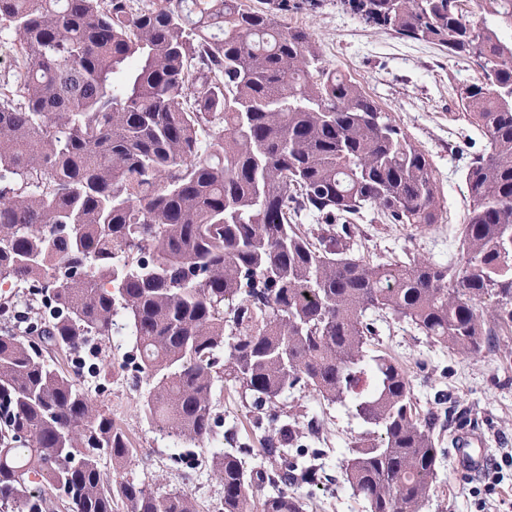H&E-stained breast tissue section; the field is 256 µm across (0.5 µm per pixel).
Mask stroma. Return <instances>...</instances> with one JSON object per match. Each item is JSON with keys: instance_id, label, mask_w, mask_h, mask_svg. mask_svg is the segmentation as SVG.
Returning a JSON list of instances; mask_svg holds the SVG:
<instances>
[{"instance_id": "obj_1", "label": "stroma", "mask_w": 512, "mask_h": 512, "mask_svg": "<svg viewBox=\"0 0 512 512\" xmlns=\"http://www.w3.org/2000/svg\"><path fill=\"white\" fill-rule=\"evenodd\" d=\"M286 21L309 33L324 60L354 80L430 156L443 205L442 223L422 232L404 224L358 225L355 233L363 252L405 251L424 262L447 261L458 250L448 228L464 223L469 207L465 164L486 144L464 117L458 91L480 80L481 69L473 60L448 57L435 45L405 41L393 31L365 24L343 10L339 0H322L318 8L288 14ZM131 347L127 339L103 343L97 358L107 364L106 376L84 379L95 402L111 410L133 443L122 475L144 482L157 494L182 492L199 512H222L224 482L208 463V449H196L195 467L186 468L172 457L170 439L145 419L147 385L133 383L123 366ZM377 347L403 364L420 411L432 408L437 392L448 396V418L435 428L448 453L422 512H512V467L504 468L503 482L489 494L487 474L474 476L458 468L450 451L454 432L472 426L485 435L489 462L512 453V326L499 329L495 347L476 354L433 345L417 332L398 328L380 336ZM214 402L221 433L249 444L245 461L251 469L267 464L254 430L257 417H264L271 430L277 420L298 421L305 413H316L320 431L309 441L313 448L349 447L362 431L343 407L320 401L310 389L285 394L258 411L232 384L219 382ZM300 494L304 512H366L363 501L339 495L332 486L304 487Z\"/></svg>"}]
</instances>
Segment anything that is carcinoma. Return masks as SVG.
<instances>
[{
	"mask_svg": "<svg viewBox=\"0 0 512 512\" xmlns=\"http://www.w3.org/2000/svg\"><path fill=\"white\" fill-rule=\"evenodd\" d=\"M321 0H0L23 49L16 98L0 90V282L46 295L39 343L0 336V512H196L112 479L131 441L70 371L75 351L125 329L146 378L144 416L177 459L218 441L213 387L259 409L310 388L364 426L339 462L368 512H420L446 449L418 421L402 366L371 348L392 320L434 345L494 343L477 313L512 321V0H340L367 24L467 57L483 81L460 99L486 138L467 165L455 263L370 261L352 225L439 223L426 151L327 65L288 12ZM321 226L312 238L305 224ZM297 422L264 438L269 469L217 448L224 512H302L327 454Z\"/></svg>",
	"mask_w": 512,
	"mask_h": 512,
	"instance_id": "carcinoma-1",
	"label": "carcinoma"
}]
</instances>
